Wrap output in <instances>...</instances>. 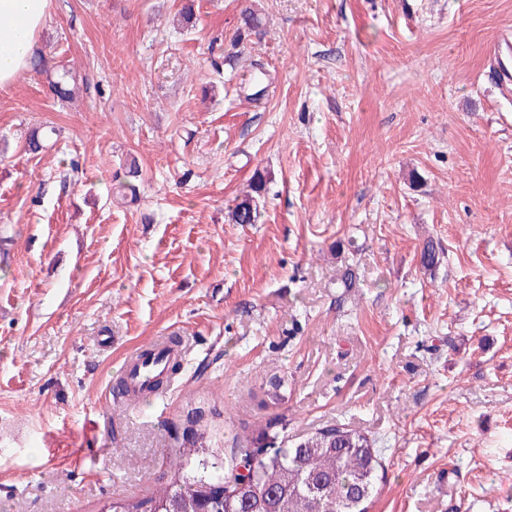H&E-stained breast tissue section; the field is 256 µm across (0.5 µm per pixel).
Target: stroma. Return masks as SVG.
<instances>
[{
    "instance_id": "obj_1",
    "label": "stroma",
    "mask_w": 512,
    "mask_h": 512,
    "mask_svg": "<svg viewBox=\"0 0 512 512\" xmlns=\"http://www.w3.org/2000/svg\"><path fill=\"white\" fill-rule=\"evenodd\" d=\"M507 28L512 0H51L74 98L0 89V512H105L190 421L227 453L274 415L374 440L369 512H512ZM257 172L261 221L232 223ZM161 335L188 348L166 402L111 408Z\"/></svg>"
}]
</instances>
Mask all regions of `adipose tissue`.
Segmentation results:
<instances>
[{"label": "adipose tissue", "instance_id": "ef3b65f1", "mask_svg": "<svg viewBox=\"0 0 512 512\" xmlns=\"http://www.w3.org/2000/svg\"><path fill=\"white\" fill-rule=\"evenodd\" d=\"M49 9L50 0H0V88L27 70Z\"/></svg>", "mask_w": 512, "mask_h": 512}]
</instances>
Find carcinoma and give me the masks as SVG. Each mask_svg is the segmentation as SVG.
Wrapping results in <instances>:
<instances>
[{
  "label": "carcinoma",
  "instance_id": "1",
  "mask_svg": "<svg viewBox=\"0 0 512 512\" xmlns=\"http://www.w3.org/2000/svg\"><path fill=\"white\" fill-rule=\"evenodd\" d=\"M33 66L53 76L50 86L60 99L72 95L65 64H49L34 57ZM139 170L129 165L120 188L139 194ZM265 181L254 178L253 194L237 202L230 212L235 224H256ZM287 421L274 417L236 438L229 459L207 444L197 429L191 440L168 458L173 480L159 484L151 495L112 500L106 512H368L378 492L380 449L371 440L342 424L288 443Z\"/></svg>",
  "mask_w": 512,
  "mask_h": 512
}]
</instances>
